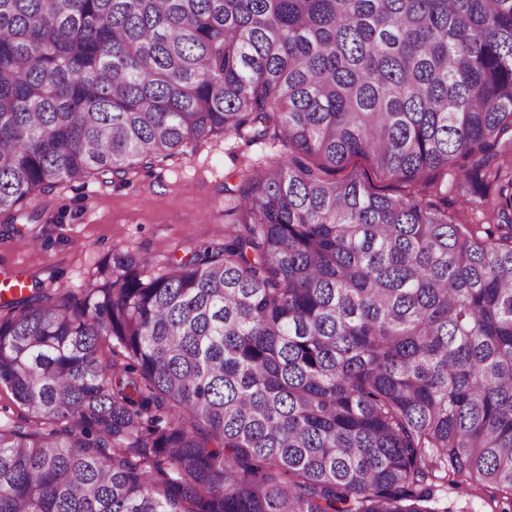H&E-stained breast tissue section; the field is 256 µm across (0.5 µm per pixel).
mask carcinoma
I'll return each instance as SVG.
<instances>
[{"label":"carcinoma","instance_id":"1","mask_svg":"<svg viewBox=\"0 0 512 512\" xmlns=\"http://www.w3.org/2000/svg\"><path fill=\"white\" fill-rule=\"evenodd\" d=\"M271 132L221 246L4 302L0 512H512V0H0L6 224ZM354 167L355 171L365 179L375 191L380 193H387L390 195H399L406 192L405 185L392 179L385 178L380 174L374 172L366 162L362 160L356 161L349 167V170ZM457 182L452 168H448V200L453 199L457 202L452 209H448V212L457 213L465 224H488L489 214L478 203L474 202L461 208V193Z\"/></svg>","mask_w":512,"mask_h":512}]
</instances>
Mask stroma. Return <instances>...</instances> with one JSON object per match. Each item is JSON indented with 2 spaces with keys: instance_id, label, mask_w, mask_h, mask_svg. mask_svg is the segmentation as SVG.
I'll list each match as a JSON object with an SVG mask.
<instances>
[{
  "instance_id": "35a3bbf8",
  "label": "stroma",
  "mask_w": 512,
  "mask_h": 512,
  "mask_svg": "<svg viewBox=\"0 0 512 512\" xmlns=\"http://www.w3.org/2000/svg\"><path fill=\"white\" fill-rule=\"evenodd\" d=\"M280 142L251 147L235 137L133 174L125 183L93 178L37 200L14 223L0 224V277H24L54 294L95 275L105 258L133 250L152 256V273L169 259L224 242L216 213L246 161L285 154Z\"/></svg>"
}]
</instances>
